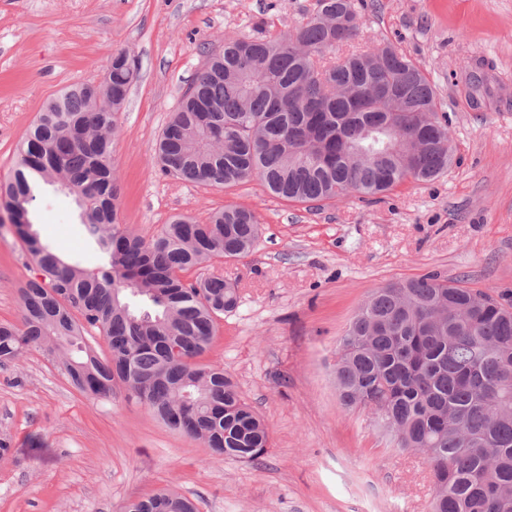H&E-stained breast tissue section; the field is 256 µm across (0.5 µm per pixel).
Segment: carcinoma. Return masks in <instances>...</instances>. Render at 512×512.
Masks as SVG:
<instances>
[{
  "label": "carcinoma",
  "mask_w": 512,
  "mask_h": 512,
  "mask_svg": "<svg viewBox=\"0 0 512 512\" xmlns=\"http://www.w3.org/2000/svg\"><path fill=\"white\" fill-rule=\"evenodd\" d=\"M362 0H316L287 35L224 40L182 95L156 143L160 170L229 187L256 179L272 195L317 208L350 194L387 193L448 171V120L422 66L393 46L331 57L352 45ZM112 110L88 83L50 100L26 131L0 207L36 259L41 279L21 289V327L0 324V365L45 347L86 396L127 397L211 454L256 462L268 430L224 369L200 358L236 288L179 273L249 255L260 217L226 207L205 224L178 217L157 234L117 228L112 136L138 68L110 56ZM70 191L84 235L106 260L64 261L32 230L39 183ZM108 345L100 356L90 331ZM345 409H368L397 447L425 455L428 512H512V306L438 273L371 292L336 352ZM123 512H196L161 490Z\"/></svg>",
  "instance_id": "obj_1"
}]
</instances>
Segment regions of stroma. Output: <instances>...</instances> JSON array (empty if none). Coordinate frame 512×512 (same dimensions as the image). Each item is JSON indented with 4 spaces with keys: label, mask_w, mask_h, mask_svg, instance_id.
<instances>
[{
    "label": "stroma",
    "mask_w": 512,
    "mask_h": 512,
    "mask_svg": "<svg viewBox=\"0 0 512 512\" xmlns=\"http://www.w3.org/2000/svg\"><path fill=\"white\" fill-rule=\"evenodd\" d=\"M315 0H0V180L25 131L63 89L103 80L111 53L139 70L117 116L112 159L119 228L159 232L183 214L255 210L263 234L246 258L205 264L240 303L217 322L205 363L224 367L265 421L257 462L216 460L122 385L108 400L76 389L47 352L0 366V512H122L161 489L198 512H427L429 468L396 448L367 411L343 409L339 339L376 287L440 273L512 297V0H366L367 45L420 62L448 117V172L381 199L322 208L259 181L204 187L163 175L155 145L182 94L229 38L284 34ZM42 242L72 263L100 256L71 195L44 187L32 207ZM0 209V323H19V290L37 266Z\"/></svg>",
    "instance_id": "1"
}]
</instances>
